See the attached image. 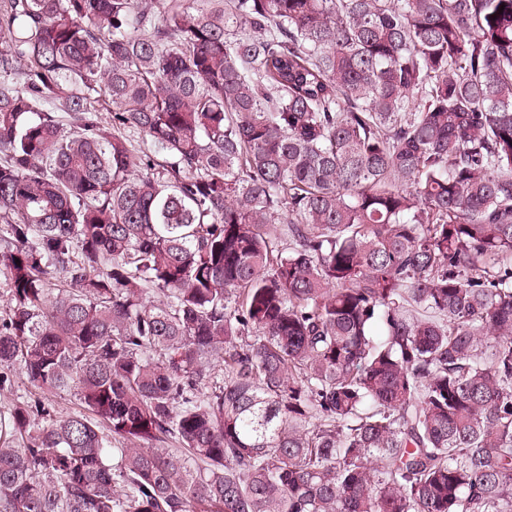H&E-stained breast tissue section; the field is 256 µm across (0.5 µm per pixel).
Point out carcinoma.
<instances>
[{
    "mask_svg": "<svg viewBox=\"0 0 512 512\" xmlns=\"http://www.w3.org/2000/svg\"><path fill=\"white\" fill-rule=\"evenodd\" d=\"M0 154V512H512V0H0Z\"/></svg>",
    "mask_w": 512,
    "mask_h": 512,
    "instance_id": "carcinoma-1",
    "label": "carcinoma"
}]
</instances>
